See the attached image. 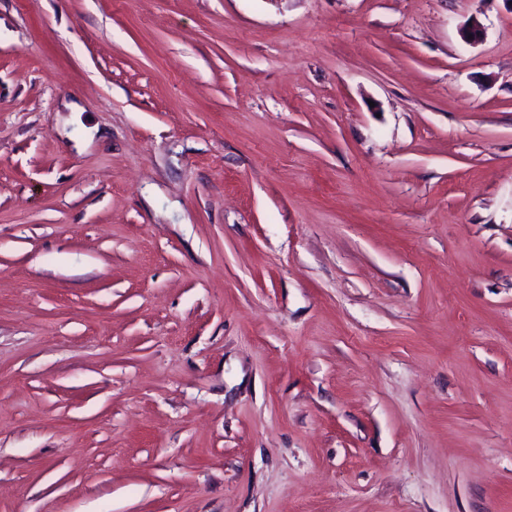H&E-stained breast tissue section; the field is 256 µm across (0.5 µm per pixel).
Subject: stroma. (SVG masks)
Masks as SVG:
<instances>
[{"mask_svg":"<svg viewBox=\"0 0 512 512\" xmlns=\"http://www.w3.org/2000/svg\"><path fill=\"white\" fill-rule=\"evenodd\" d=\"M0 512H512V0H0Z\"/></svg>","mask_w":512,"mask_h":512,"instance_id":"stroma-1","label":"stroma"}]
</instances>
